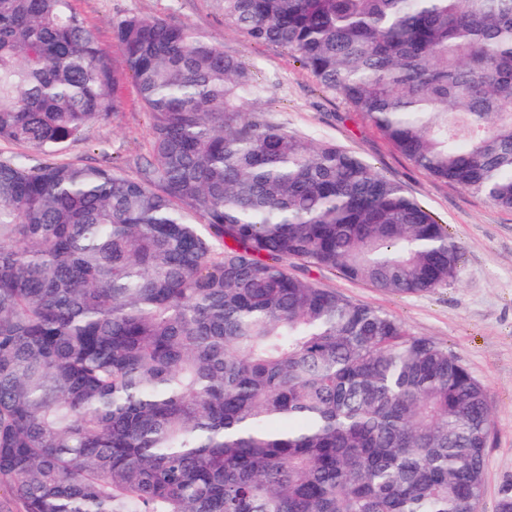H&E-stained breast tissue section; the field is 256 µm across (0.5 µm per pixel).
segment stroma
Masks as SVG:
<instances>
[{"label":"stroma","instance_id":"1","mask_svg":"<svg viewBox=\"0 0 512 512\" xmlns=\"http://www.w3.org/2000/svg\"><path fill=\"white\" fill-rule=\"evenodd\" d=\"M69 6L109 50L117 16L135 14L189 26L245 65L258 88L255 110L286 130L356 153L447 228L462 248L458 273L425 293L391 294L300 264L295 271L352 302L395 317L412 335L448 347L485 386L494 425L477 512H497L504 489L512 486V210L416 166L341 95L323 91L287 50L254 42L225 24L215 0H69ZM117 92L120 111L71 143L58 161L96 166L113 156L125 162L131 175L135 161L147 159L148 117L130 76H122Z\"/></svg>","mask_w":512,"mask_h":512}]
</instances>
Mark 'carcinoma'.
<instances>
[{
  "label": "carcinoma",
  "instance_id": "carcinoma-1",
  "mask_svg": "<svg viewBox=\"0 0 512 512\" xmlns=\"http://www.w3.org/2000/svg\"><path fill=\"white\" fill-rule=\"evenodd\" d=\"M434 177L512 210V0H217ZM150 123L121 167L0 157V485L23 512H476L493 411L463 361L292 272L395 294L461 247L356 154L248 106L222 47L112 20ZM68 0H0V143L118 112Z\"/></svg>",
  "mask_w": 512,
  "mask_h": 512
}]
</instances>
